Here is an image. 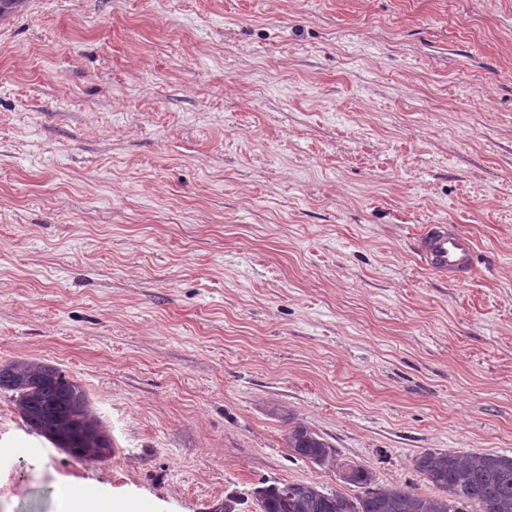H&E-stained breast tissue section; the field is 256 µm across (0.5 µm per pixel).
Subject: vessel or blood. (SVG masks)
<instances>
[{
  "mask_svg": "<svg viewBox=\"0 0 512 512\" xmlns=\"http://www.w3.org/2000/svg\"><path fill=\"white\" fill-rule=\"evenodd\" d=\"M416 254L422 266L449 282L469 281L476 266L472 238L450 224H425L414 235Z\"/></svg>",
  "mask_w": 512,
  "mask_h": 512,
  "instance_id": "1",
  "label": "vessel or blood"
}]
</instances>
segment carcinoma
I'll use <instances>...</instances> for the list:
<instances>
[{"label":"carcinoma","mask_w":512,"mask_h":512,"mask_svg":"<svg viewBox=\"0 0 512 512\" xmlns=\"http://www.w3.org/2000/svg\"><path fill=\"white\" fill-rule=\"evenodd\" d=\"M0 389L29 430L74 457L104 459L112 442L82 387L59 368L32 358L0 367ZM294 455L341 470L336 449L307 425L288 431ZM414 469L436 490L416 493L408 486L376 485L373 471L351 464L341 482L361 489L354 496L328 491L315 482H276L256 488L260 512H512V456L497 453L426 451Z\"/></svg>","instance_id":"carcinoma-1"}]
</instances>
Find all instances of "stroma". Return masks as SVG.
Instances as JSON below:
<instances>
[{"label":"stroma","mask_w":512,"mask_h":512,"mask_svg":"<svg viewBox=\"0 0 512 512\" xmlns=\"http://www.w3.org/2000/svg\"><path fill=\"white\" fill-rule=\"evenodd\" d=\"M474 240L456 285L413 250ZM92 400L112 455L0 392V512H259L428 450L512 455V0H25L0 20V364ZM40 452H30L31 442ZM416 254L422 266L449 282L471 279L476 266L472 238L452 224H424L414 235Z\"/></svg>","instance_id":"1"}]
</instances>
